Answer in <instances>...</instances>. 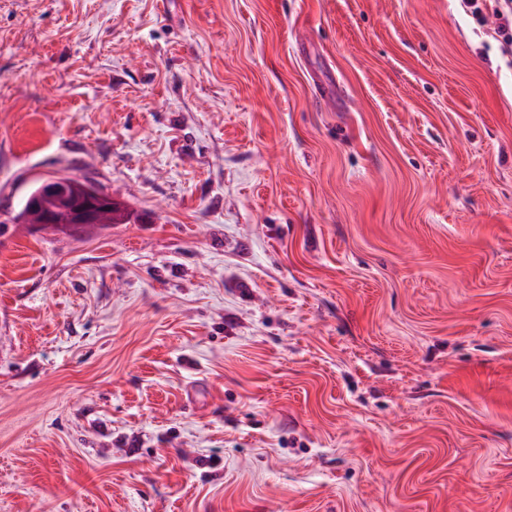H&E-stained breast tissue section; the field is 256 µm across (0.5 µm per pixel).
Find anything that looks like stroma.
<instances>
[{"label": "stroma", "mask_w": 512, "mask_h": 512, "mask_svg": "<svg viewBox=\"0 0 512 512\" xmlns=\"http://www.w3.org/2000/svg\"><path fill=\"white\" fill-rule=\"evenodd\" d=\"M57 175L130 223H11ZM0 512H512V68L457 0H0ZM49 181H57L58 183H63V184H66L65 182H72V181H75V182H80L82 184H87L89 185L90 187H92L93 189L97 190V191H101L103 192L99 187H97L93 182L89 181V180H83L85 182H82L80 181L79 179L77 178H74V177H71V176H68V175H60V176H54L53 178L51 179H46V180H43V179H38V180H35L34 183L32 184L30 190H29V193L26 197V200L25 202L27 201V199L30 197V196H40L44 203H47L49 204L50 201L46 195V193L48 192L47 191V187H46V183L49 182ZM68 186V188H70V186L68 184H66ZM25 202L23 204V206L15 213V215L12 216V223L14 224H28V221H29V218H28V215L26 213V209H25Z\"/></svg>", "instance_id": "1"}]
</instances>
